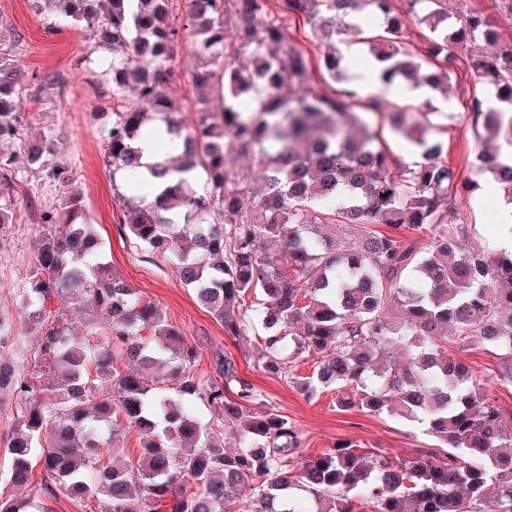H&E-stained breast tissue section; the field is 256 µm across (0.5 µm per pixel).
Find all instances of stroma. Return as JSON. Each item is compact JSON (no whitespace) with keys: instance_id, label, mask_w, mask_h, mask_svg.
<instances>
[{"instance_id":"stroma-1","label":"stroma","mask_w":512,"mask_h":512,"mask_svg":"<svg viewBox=\"0 0 512 512\" xmlns=\"http://www.w3.org/2000/svg\"><path fill=\"white\" fill-rule=\"evenodd\" d=\"M59 19L56 8L36 11L34 0H0V28L25 72L40 80L58 76L66 83L64 97L26 102L19 115L21 136L12 149L22 154L27 146L52 137L55 160L67 163L71 169V179L63 187L50 182L38 167L25 164L19 170L15 220L0 231V316L18 322L17 290L33 254L40 215L55 209L64 193L75 192L83 199L89 223L97 228L105 261L138 288L144 299L158 305L168 322L198 347L199 376L218 380L216 355L232 358L239 376L254 386L272 411L296 425L302 435L304 455H318L345 441L392 458L433 453L434 441L421 424L356 407L340 408L331 391L306 398L292 377L308 375L311 358H299L292 374L265 372L259 357L260 337L225 335L223 324L197 302L194 292L181 282L167 261L140 249L119 222L121 206L112 191V170L101 139L102 131L112 124V80L104 65L110 53L100 45L94 30L63 26ZM172 66L171 95L181 104L186 124L194 125L202 97L191 82L198 60L184 45L178 47ZM488 95L485 86L457 75L442 95L443 107L437 108L433 117L448 145V160L464 179L473 178L469 160L482 147L468 108L472 97ZM502 205L501 196L488 193L483 187L458 205L459 215L469 228L471 245L492 255L500 251L505 236L499 218ZM447 349L450 358L469 366L474 379L502 411L505 428L512 430V384L503 379V370L512 361L489 345L462 348L451 343ZM20 410L18 398L0 394V497L30 498L36 512H100L98 499L72 498L60 492L48 494L37 476L25 487L12 483L6 446L19 426Z\"/></svg>"}]
</instances>
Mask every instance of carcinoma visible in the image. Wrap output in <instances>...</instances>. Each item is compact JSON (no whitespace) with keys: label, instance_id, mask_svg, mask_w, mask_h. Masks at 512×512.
Segmentation results:
<instances>
[{"label":"carcinoma","instance_id":"carcinoma-1","mask_svg":"<svg viewBox=\"0 0 512 512\" xmlns=\"http://www.w3.org/2000/svg\"><path fill=\"white\" fill-rule=\"evenodd\" d=\"M65 24L97 28L112 59V126L102 135L112 174L146 185L137 203H122L136 242L166 258L231 337L264 336L260 359L273 374L316 352L313 373L295 378L313 397L336 392L342 408L421 420L436 439L433 457L391 459L340 442L315 457L299 452L288 418L265 406L229 357H216L224 384L197 374L198 349L155 304L103 262L82 198L65 195L41 216L46 230L18 289V317L41 337L35 354L0 319V349L21 365L0 362V391L25 405L8 442L11 480L25 483L39 448L42 483L72 497L101 500L100 512H301L292 491L309 493L312 512H512V433L502 412L443 345L490 344L512 358V252L495 256L469 245L456 202L469 192L427 105L393 113V125L418 151L399 165L374 144L354 111L382 112L386 101H359L353 89H310L291 98L287 85L311 74L345 80L341 45L362 37L382 67L380 84L424 82L440 90L469 68L495 88L489 105L475 96L470 114L497 146L471 165L512 205V45L499 44L493 12L466 11L448 26L447 0H50ZM368 11L377 27L355 22ZM298 18L316 57L288 33ZM430 30L424 48L406 44L407 21ZM234 26L236 42L228 41ZM201 59L192 76L211 91V108L186 127L167 95L171 61L184 36ZM134 87L136 99L125 97ZM60 79L24 85L13 49L0 46V227L12 223L23 95L64 92ZM249 106L241 107V101ZM167 143L142 175V140ZM51 143L26 149L47 177L69 181V166L45 162ZM250 160L260 181L254 204L241 195L247 178L229 166ZM203 169L210 188L195 181ZM274 239L275 252L264 250ZM250 294L265 301L245 307ZM67 296L86 317L75 336L52 301ZM150 330L152 337L144 336ZM401 350L397 367L387 354ZM206 402L213 421L235 430L233 454L211 441V422L181 401ZM135 429L136 457L114 461L103 432Z\"/></svg>","mask_w":512,"mask_h":512}]
</instances>
